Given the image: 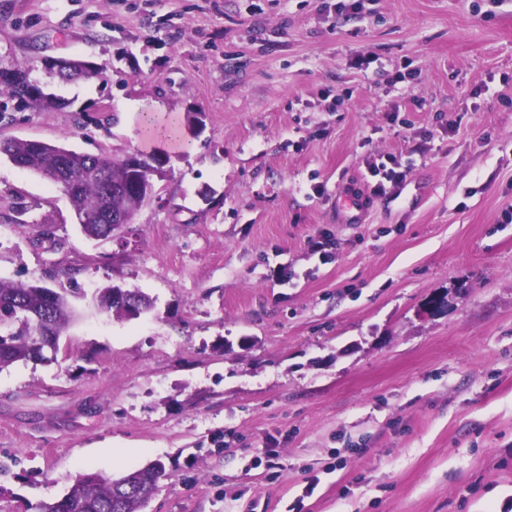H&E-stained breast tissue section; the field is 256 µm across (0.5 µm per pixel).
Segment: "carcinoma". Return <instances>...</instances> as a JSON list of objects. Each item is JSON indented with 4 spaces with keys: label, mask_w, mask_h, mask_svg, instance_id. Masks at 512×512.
I'll list each match as a JSON object with an SVG mask.
<instances>
[{
    "label": "carcinoma",
    "mask_w": 512,
    "mask_h": 512,
    "mask_svg": "<svg viewBox=\"0 0 512 512\" xmlns=\"http://www.w3.org/2000/svg\"><path fill=\"white\" fill-rule=\"evenodd\" d=\"M14 81L1 83L0 95L16 100L17 107L51 109L59 106L58 98L45 94L35 100L23 98L19 86L31 78V68L18 64L10 68ZM16 167L54 179L68 197L80 224L90 238L107 239L117 225L112 217L134 213V198L112 190L110 183L120 179V160L104 155L79 152L65 146L39 141L0 140V156ZM133 301L115 298L108 285L96 291L98 306L123 319L133 312H147L153 300L145 293L132 291ZM71 321L67 290L60 292L35 284L0 278V370L16 363L56 360L49 345L59 341ZM169 476L163 462L156 460L118 478L85 473L58 500L42 501L33 512H144V494L161 479Z\"/></svg>",
    "instance_id": "carcinoma-1"
}]
</instances>
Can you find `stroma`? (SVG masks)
Segmentation results:
<instances>
[{"label": "stroma", "mask_w": 512, "mask_h": 512, "mask_svg": "<svg viewBox=\"0 0 512 512\" xmlns=\"http://www.w3.org/2000/svg\"><path fill=\"white\" fill-rule=\"evenodd\" d=\"M338 2L0 0V68L63 101L0 139L137 153L143 104L190 144L108 240L0 157V277L73 312L0 371V512L155 460L145 512H512V0ZM379 154L413 167L374 196ZM114 285H108L104 288H97L96 301L98 306L107 313H111L115 317L123 319L134 318V311L147 312L153 307V300L145 293L140 291H131L129 293L134 300L124 304L114 296Z\"/></svg>", "instance_id": "stroma-1"}]
</instances>
